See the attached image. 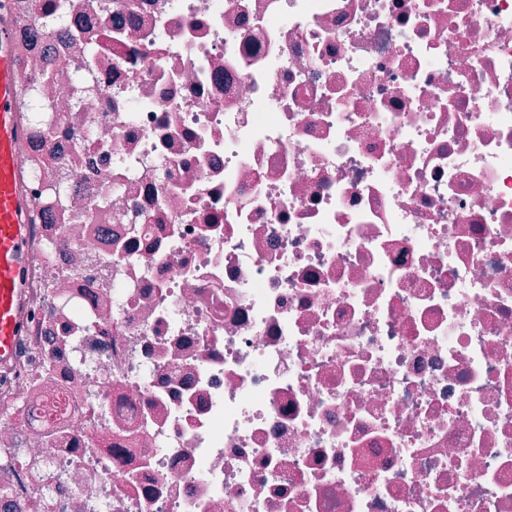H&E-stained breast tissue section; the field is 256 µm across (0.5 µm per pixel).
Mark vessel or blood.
<instances>
[{"instance_id":"b4317fda","label":"vessel or blood","mask_w":512,"mask_h":512,"mask_svg":"<svg viewBox=\"0 0 512 512\" xmlns=\"http://www.w3.org/2000/svg\"><path fill=\"white\" fill-rule=\"evenodd\" d=\"M12 0H0V367L14 358L27 317L25 275L31 210L20 175L23 127L18 112L21 82L13 48Z\"/></svg>"}]
</instances>
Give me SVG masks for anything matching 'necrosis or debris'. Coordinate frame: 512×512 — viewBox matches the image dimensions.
Instances as JSON below:
<instances>
[{
    "mask_svg": "<svg viewBox=\"0 0 512 512\" xmlns=\"http://www.w3.org/2000/svg\"><path fill=\"white\" fill-rule=\"evenodd\" d=\"M44 2L0 512H512V0Z\"/></svg>",
    "mask_w": 512,
    "mask_h": 512,
    "instance_id": "obj_1",
    "label": "necrosis or debris"
}]
</instances>
